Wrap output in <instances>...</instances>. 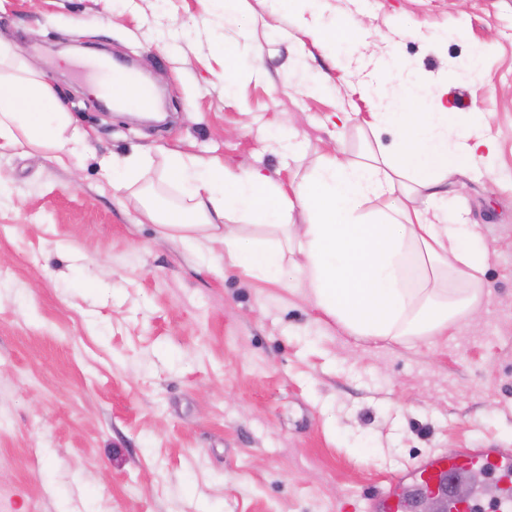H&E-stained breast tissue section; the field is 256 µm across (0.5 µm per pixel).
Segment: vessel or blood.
<instances>
[{"label": "vessel or blood", "instance_id": "obj_1", "mask_svg": "<svg viewBox=\"0 0 512 512\" xmlns=\"http://www.w3.org/2000/svg\"><path fill=\"white\" fill-rule=\"evenodd\" d=\"M482 470L494 480V494H472L458 502L455 488L471 471ZM412 477L422 492L442 498L448 512H512V455L492 449H466L454 455L433 456L414 470Z\"/></svg>", "mask_w": 512, "mask_h": 512}]
</instances>
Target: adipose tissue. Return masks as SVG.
<instances>
[{
	"mask_svg": "<svg viewBox=\"0 0 512 512\" xmlns=\"http://www.w3.org/2000/svg\"><path fill=\"white\" fill-rule=\"evenodd\" d=\"M301 2L296 29L323 56L336 43L359 44V21L341 15L325 26L312 13L315 0ZM403 67L393 53L371 72L340 78L344 99L367 106L370 130L396 129L395 146L369 149L358 160L326 156L297 188L216 158L163 152L181 205L156 215L162 235L260 280L278 279L287 254H299V280L318 311L356 337L437 336L476 316L489 246L470 225L449 222L448 197L454 176L494 174V150L483 121L445 102L443 78L401 85L395 74ZM89 142L45 74L0 40V152H37L73 165ZM149 162L141 152L101 158L117 201L132 195ZM258 215L273 240L242 236L241 221Z\"/></svg>",
	"mask_w": 512,
	"mask_h": 512,
	"instance_id": "obj_1",
	"label": "adipose tissue"
}]
</instances>
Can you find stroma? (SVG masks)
<instances>
[{
  "label": "stroma",
  "instance_id": "35a3bbf8",
  "mask_svg": "<svg viewBox=\"0 0 512 512\" xmlns=\"http://www.w3.org/2000/svg\"><path fill=\"white\" fill-rule=\"evenodd\" d=\"M371 41L404 32L406 76L481 54L484 79L449 85L489 110L496 174L464 179L452 222L490 244L479 320L445 334L364 340L321 316L286 259L287 287L209 262L117 202L102 155L152 160L141 182L180 200L160 150L261 168L284 187L325 154L356 159L361 121L335 129L336 98L276 86L287 68L266 0H0V38L53 79L91 135L79 167L0 154V512H339L343 500L414 494L423 459L512 452V0H320ZM239 23L225 24V9ZM244 76L224 91V42ZM442 35L435 50L425 38ZM264 50L270 81L248 77ZM100 53L162 93L166 117L115 107L61 56ZM293 137L299 159L281 149Z\"/></svg>",
  "mask_w": 512,
  "mask_h": 512
}]
</instances>
